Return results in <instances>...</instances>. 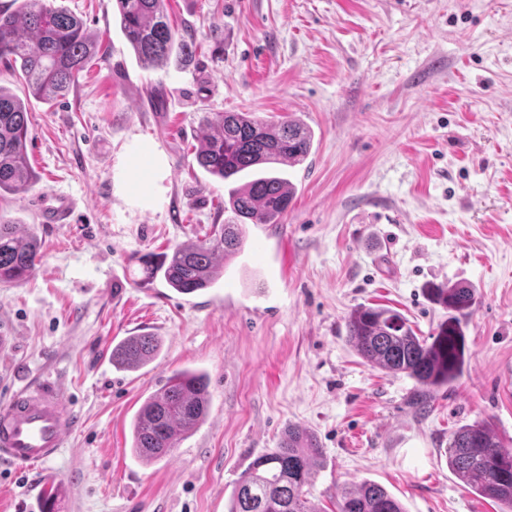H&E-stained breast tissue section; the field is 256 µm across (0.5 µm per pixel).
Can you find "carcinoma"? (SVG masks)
<instances>
[{"label":"carcinoma","mask_w":512,"mask_h":512,"mask_svg":"<svg viewBox=\"0 0 512 512\" xmlns=\"http://www.w3.org/2000/svg\"><path fill=\"white\" fill-rule=\"evenodd\" d=\"M20 9L0 10V63L18 73L29 93L49 103L64 96L89 61L101 52L74 14L44 0H12ZM117 23L140 62L157 67L173 58L192 61L196 41L191 31L173 28L165 0H116ZM206 131L196 162L229 185L224 211L230 217L212 234L176 245L172 253H146L136 258L142 283L163 279L181 294L212 287L224 265L242 248L243 225L278 224L291 204L295 187L276 170L304 163L314 133L295 118L275 124L249 112H207ZM27 105L0 86V198L28 191L39 180L28 151ZM40 243L31 233L0 220V284L18 285L36 269ZM431 300L448 310L435 334L416 335L407 318L383 305L361 306L345 320L349 343L369 364L413 379L420 403L455 382L465 367L462 318L476 303L475 289L462 283L433 284ZM157 340L129 336L112 348V366L132 369L151 361ZM206 374L184 370L149 396L131 424V452L148 464L167 456L208 414ZM321 456L309 431L288 426L276 448L257 456L236 482L228 512H318L307 498L314 467ZM448 466L478 496L501 503L512 512V450L504 449L486 422L458 427L448 444ZM338 512H404L402 504L381 485L364 481L343 489Z\"/></svg>","instance_id":"cac0c4a2"}]
</instances>
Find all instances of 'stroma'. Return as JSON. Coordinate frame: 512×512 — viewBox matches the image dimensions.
I'll return each mask as SVG.
<instances>
[{
  "label": "stroma",
  "instance_id": "35a3bbf8",
  "mask_svg": "<svg viewBox=\"0 0 512 512\" xmlns=\"http://www.w3.org/2000/svg\"><path fill=\"white\" fill-rule=\"evenodd\" d=\"M102 43L51 104L0 66L26 99L34 191L0 200V220L41 242L25 283L0 285V403L53 382L79 427L53 460L0 463V512H227L249 462L288 426L322 456L308 498L338 512L370 480L405 512H502L448 467V440L487 421L512 446V0H166L196 39L191 66H141L116 0H46ZM163 88L154 106L148 88ZM205 112L292 116L312 152L280 172L296 186L281 223L249 224L219 281L181 295L141 284L134 256L171 252L222 225L227 191L198 166ZM150 140L167 159L141 204L128 152ZM58 194L67 224L43 211ZM476 290L464 373L421 409L414 380L366 363L345 320L361 305L401 311L417 335L447 316L428 284ZM150 334L160 354L113 368L119 340ZM208 377L203 423L168 455L130 451L142 402L182 370ZM75 203L68 197L60 195L53 204L48 207L49 224H64L69 222L75 215Z\"/></svg>",
  "mask_w": 512,
  "mask_h": 512
}]
</instances>
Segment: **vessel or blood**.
<instances>
[{
  "mask_svg": "<svg viewBox=\"0 0 512 512\" xmlns=\"http://www.w3.org/2000/svg\"><path fill=\"white\" fill-rule=\"evenodd\" d=\"M75 211L70 198L57 197L48 208V221L67 223ZM77 423L55 385L19 390L0 405V460L21 468L43 463L63 448Z\"/></svg>",
  "mask_w": 512,
  "mask_h": 512,
  "instance_id": "1",
  "label": "vessel or blood"
}]
</instances>
